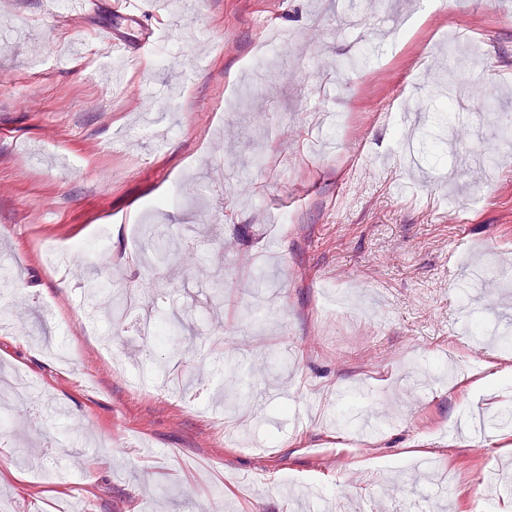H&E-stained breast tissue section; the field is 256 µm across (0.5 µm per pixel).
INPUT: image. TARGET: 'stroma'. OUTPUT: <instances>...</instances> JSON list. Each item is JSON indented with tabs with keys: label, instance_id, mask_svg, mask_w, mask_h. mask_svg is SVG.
<instances>
[{
	"label": "stroma",
	"instance_id": "35a3bbf8",
	"mask_svg": "<svg viewBox=\"0 0 512 512\" xmlns=\"http://www.w3.org/2000/svg\"><path fill=\"white\" fill-rule=\"evenodd\" d=\"M108 2L77 22L0 0V370L35 386L0 426V512H413L421 493L512 512L478 481L512 460V425L479 450L460 429L512 409V156L489 181L478 153L512 124L506 100L500 122L481 117L512 92V0H206L171 18L137 0L159 33L119 90L84 44L136 40ZM451 31L477 40L479 68L449 60ZM149 83L173 112L156 132ZM460 100L476 121L456 140ZM387 101L437 114L411 128ZM145 224L170 244L196 225L194 270L144 253ZM103 228L90 267L51 269L35 248ZM475 250L493 255L473 317L489 345L457 328ZM104 274L154 310L194 305L198 335L167 364L179 388L143 384L136 314H76Z\"/></svg>",
	"mask_w": 512,
	"mask_h": 512
}]
</instances>
